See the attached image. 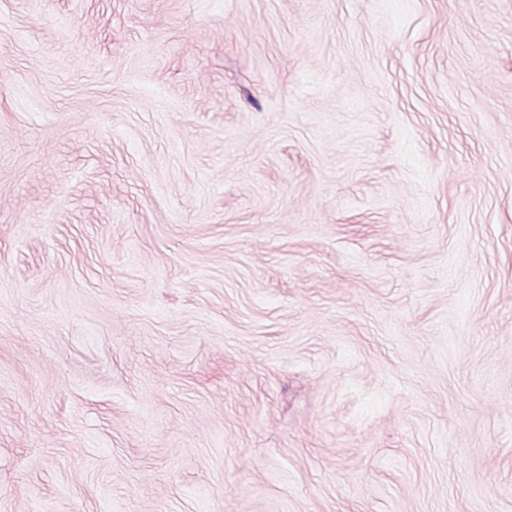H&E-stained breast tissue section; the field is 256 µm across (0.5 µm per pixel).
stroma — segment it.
I'll use <instances>...</instances> for the list:
<instances>
[{
	"label": "stroma",
	"instance_id": "35a3bbf8",
	"mask_svg": "<svg viewBox=\"0 0 512 512\" xmlns=\"http://www.w3.org/2000/svg\"><path fill=\"white\" fill-rule=\"evenodd\" d=\"M0 512H512V0H0Z\"/></svg>",
	"mask_w": 512,
	"mask_h": 512
}]
</instances>
